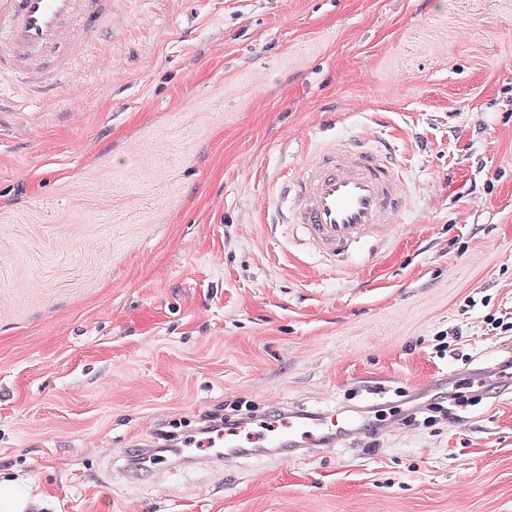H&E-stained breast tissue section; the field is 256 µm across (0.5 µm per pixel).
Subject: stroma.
Wrapping results in <instances>:
<instances>
[{
    "label": "stroma",
    "instance_id": "stroma-1",
    "mask_svg": "<svg viewBox=\"0 0 512 512\" xmlns=\"http://www.w3.org/2000/svg\"><path fill=\"white\" fill-rule=\"evenodd\" d=\"M0 102V483L36 512H512L489 398L284 465L121 474L241 400L402 418L506 356L512 0H116L56 90L0 74ZM359 134L403 163L406 229L334 271L280 187Z\"/></svg>",
    "mask_w": 512,
    "mask_h": 512
}]
</instances>
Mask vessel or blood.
I'll list each match as a JSON object with an SVG mask.
<instances>
[{
    "label": "vessel or blood",
    "mask_w": 512,
    "mask_h": 512,
    "mask_svg": "<svg viewBox=\"0 0 512 512\" xmlns=\"http://www.w3.org/2000/svg\"><path fill=\"white\" fill-rule=\"evenodd\" d=\"M111 23L112 0H0V72L44 87ZM286 193L289 223L336 270L368 243L396 237L407 196L392 149L361 135L326 140L309 153ZM373 430L357 409L276 404L211 429L206 445L212 453L201 462L215 469L244 459L280 463L352 447Z\"/></svg>",
    "instance_id": "obj_1"
}]
</instances>
